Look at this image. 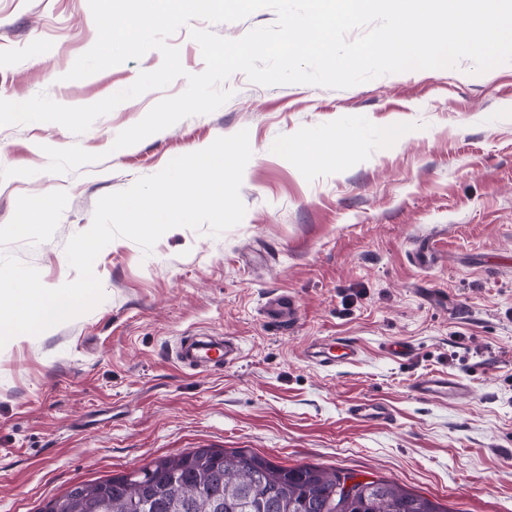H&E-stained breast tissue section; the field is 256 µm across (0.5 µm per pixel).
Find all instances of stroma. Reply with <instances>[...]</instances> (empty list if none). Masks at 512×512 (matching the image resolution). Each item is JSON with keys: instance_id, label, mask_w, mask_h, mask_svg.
I'll return each mask as SVG.
<instances>
[{"instance_id": "35a3bbf8", "label": "stroma", "mask_w": 512, "mask_h": 512, "mask_svg": "<svg viewBox=\"0 0 512 512\" xmlns=\"http://www.w3.org/2000/svg\"><path fill=\"white\" fill-rule=\"evenodd\" d=\"M261 9L232 23L191 20L168 42L185 70L124 101L76 135L57 123L0 126V254L39 270L46 287L75 280L65 246L90 228L97 201L173 158L245 130L252 157L242 222L167 231L151 254L127 238L94 263L105 293L91 311L0 348V512H39L73 483L122 474L193 448H247L293 467L384 478L449 512H512V62L384 75L346 89L263 86L241 72L217 110L113 149L121 131L205 68L191 29L238 39L274 23ZM88 0H0V99L46 93L85 106L158 69V50L81 80L65 75L93 47ZM396 128L399 142L386 133ZM358 150L340 167H308L284 149L335 130ZM100 154L46 172L45 147ZM53 210L36 234L15 228L33 200ZM291 295L297 321L267 322L266 297ZM239 343L242 359L209 372L177 364L181 337ZM321 338L356 343L355 362L307 361ZM392 341L413 344L406 362ZM468 380L453 404L417 398L420 375ZM361 401L394 419L362 423Z\"/></svg>"}]
</instances>
